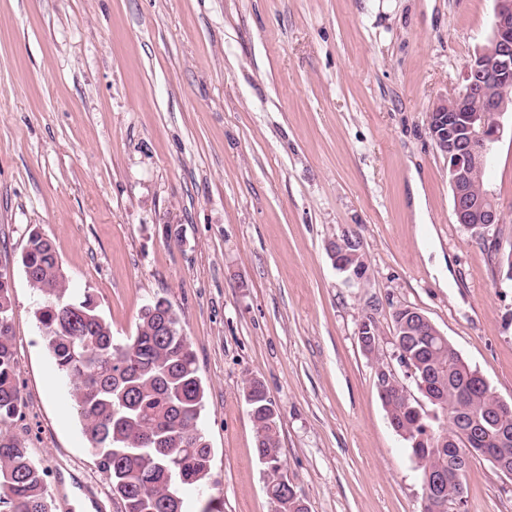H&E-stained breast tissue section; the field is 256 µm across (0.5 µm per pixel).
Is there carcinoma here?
<instances>
[{"instance_id": "carcinoma-1", "label": "carcinoma", "mask_w": 512, "mask_h": 512, "mask_svg": "<svg viewBox=\"0 0 512 512\" xmlns=\"http://www.w3.org/2000/svg\"><path fill=\"white\" fill-rule=\"evenodd\" d=\"M22 265L43 299L38 311L47 348L72 397L90 449L123 512H187L183 488L211 475V448L199 426L204 389L196 357L171 302L158 297L141 312L136 334L119 343L91 296H67V279L52 243L35 232ZM11 286L0 274V423L20 416L19 361L11 327ZM410 307L392 312L399 361L440 414L428 416L402 383L382 386L379 397L421 471L448 473L458 457L496 464L497 428L512 433V415L497 413L495 393L447 341L429 346L431 327L413 345L404 335ZM255 429L256 453L266 468L274 512H308L279 483V419L263 382L243 383ZM486 431L463 440L456 427L472 416ZM0 512H51L46 470L23 442L0 430Z\"/></svg>"}]
</instances>
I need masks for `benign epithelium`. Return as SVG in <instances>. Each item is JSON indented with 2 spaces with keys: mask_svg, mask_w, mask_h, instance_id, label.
<instances>
[{
  "mask_svg": "<svg viewBox=\"0 0 512 512\" xmlns=\"http://www.w3.org/2000/svg\"><path fill=\"white\" fill-rule=\"evenodd\" d=\"M464 85L457 96L436 103L428 113V128L436 148L448 158L450 182L456 189L454 214L459 224H499V204L493 197L469 195L466 185L485 167L493 144L512 112V0H496L491 34L467 62ZM453 475L433 478L431 489L442 512H459L461 502L447 496Z\"/></svg>",
  "mask_w": 512,
  "mask_h": 512,
  "instance_id": "1",
  "label": "benign epithelium"
}]
</instances>
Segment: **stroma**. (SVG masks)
<instances>
[{
	"mask_svg": "<svg viewBox=\"0 0 512 512\" xmlns=\"http://www.w3.org/2000/svg\"><path fill=\"white\" fill-rule=\"evenodd\" d=\"M496 0H0V266L12 274L23 415L52 512L94 475L72 384L39 328L21 256L40 232L117 341L144 306L178 312L205 389L211 479L186 504L272 512L242 396L260 379L280 458L309 512H423L375 362L393 309H418L512 403V288L457 224L427 115L457 95ZM493 230L512 248V136L493 148ZM352 231L366 285L327 247ZM380 343L365 354L367 317ZM462 512H512V476L481 458Z\"/></svg>",
	"mask_w": 512,
	"mask_h": 512,
	"instance_id": "obj_1",
	"label": "stroma"
}]
</instances>
